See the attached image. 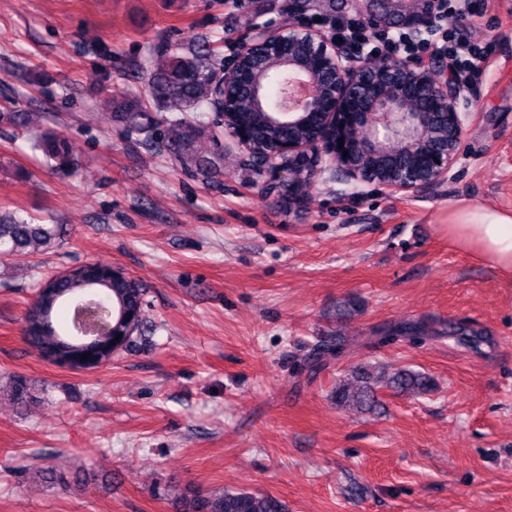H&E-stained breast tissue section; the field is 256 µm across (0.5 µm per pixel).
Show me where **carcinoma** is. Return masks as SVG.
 Returning a JSON list of instances; mask_svg holds the SVG:
<instances>
[{
	"label": "carcinoma",
	"instance_id": "1",
	"mask_svg": "<svg viewBox=\"0 0 512 512\" xmlns=\"http://www.w3.org/2000/svg\"><path fill=\"white\" fill-rule=\"evenodd\" d=\"M223 66V58L214 43L201 40L190 47L168 45L155 58L141 65L146 73L148 98L126 99L117 105L118 113L131 128L142 130L165 126L155 135V145L173 155L182 166L195 162L194 145L197 139L214 129L215 135L224 133L221 123L207 120V114L219 111L216 95V77ZM287 88V78L271 74L264 85L262 101L265 111H275ZM226 94L237 101L241 112L252 111L250 96L244 86L231 85ZM154 112H168L170 117L161 122ZM47 162L54 170L69 176L76 171L77 157L68 141L54 133H45L38 142ZM57 236L56 226L34 224L17 220L10 215H0V257H29L52 248ZM93 290L116 297L105 279L58 281L47 285L37 295L34 314L29 318V340L43 353L71 355L83 343L71 332L61 334L53 326V313L62 302L73 303L75 296ZM401 393H418L430 390L429 377L410 370H400L383 378L368 371L356 374V380H342L336 384L333 398L340 408L371 412L378 404V384ZM280 503L267 495L247 491H215L206 496L197 495L186 504L184 512H280Z\"/></svg>",
	"mask_w": 512,
	"mask_h": 512
}]
</instances>
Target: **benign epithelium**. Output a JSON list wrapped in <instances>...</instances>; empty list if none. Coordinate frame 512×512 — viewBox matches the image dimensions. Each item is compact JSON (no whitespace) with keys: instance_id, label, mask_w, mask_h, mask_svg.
<instances>
[{"instance_id":"1","label":"benign epithelium","mask_w":512,"mask_h":512,"mask_svg":"<svg viewBox=\"0 0 512 512\" xmlns=\"http://www.w3.org/2000/svg\"><path fill=\"white\" fill-rule=\"evenodd\" d=\"M437 0H363L359 14L371 33L428 30ZM301 13L277 28L253 29L224 62V83H253L288 68V92L275 113L282 135L253 138L248 113L224 100V131L251 162L275 176L290 199L310 165L322 159L346 182H373L391 193L415 192L445 178L464 146L461 88L452 66L434 75L424 57L372 56L336 40L334 32L303 25ZM343 142H338V139Z\"/></svg>"}]
</instances>
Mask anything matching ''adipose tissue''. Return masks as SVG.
<instances>
[{"mask_svg": "<svg viewBox=\"0 0 512 512\" xmlns=\"http://www.w3.org/2000/svg\"><path fill=\"white\" fill-rule=\"evenodd\" d=\"M448 239L502 274H512V212L457 201L448 208Z\"/></svg>", "mask_w": 512, "mask_h": 512, "instance_id": "adipose-tissue-1", "label": "adipose tissue"}]
</instances>
